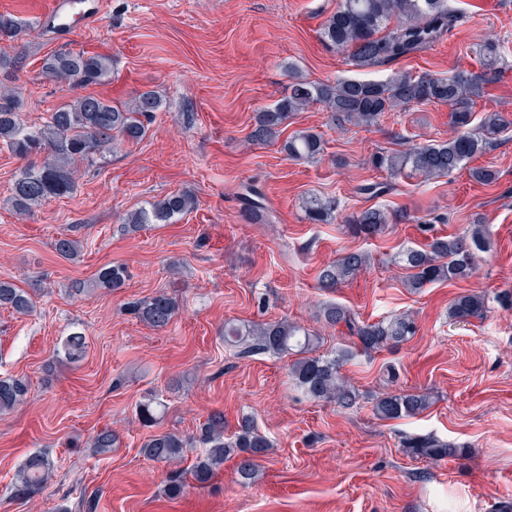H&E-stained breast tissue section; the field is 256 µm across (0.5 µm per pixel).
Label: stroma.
<instances>
[{
  "label": "stroma",
  "instance_id": "obj_1",
  "mask_svg": "<svg viewBox=\"0 0 512 512\" xmlns=\"http://www.w3.org/2000/svg\"><path fill=\"white\" fill-rule=\"evenodd\" d=\"M87 27L58 31L43 15L51 0H0V14L29 22L19 37L0 39V87L12 89L26 125L42 124L74 92L48 77L45 59L64 48L110 55L112 72L88 86L117 103L155 91L163 101L137 143L120 142L94 163H78L72 193L20 216L6 205L27 161L0 148V280L27 291L35 310L23 316L0 308V377L26 378L27 403L0 414V512H75L81 497L95 512H512V309L495 296L512 290V127L497 146L470 164L499 178L489 185L467 170L427 182L388 179L368 159L454 135L444 104L413 106L379 125L337 128L322 106L296 113L289 131L320 133V160H291L279 146L250 141L256 112L287 97L296 68L308 80L382 81L393 72L448 76L478 70L477 44L500 39L504 67L475 112L512 120V0H448L458 18L442 40L409 58L360 68L328 49L320 26L338 0H99ZM392 181L375 203L413 215L374 239L348 233L341 220L309 223L301 200L340 198L345 212L365 204L360 185ZM253 185L265 195L263 216L246 222L240 196ZM186 191L198 207L170 224L137 232L127 214ZM444 213L441 235L462 233L483 217L494 241L465 281L405 288L406 271L389 256L422 242L416 218ZM78 240L74 258L60 256V234ZM368 252L370 266L335 291L318 274L350 251ZM129 271L124 288L75 293L106 265ZM178 273H171V265ZM164 292L179 310L158 329L127 312L126 302ZM462 293L491 298L486 316L448 319ZM347 306L360 320L413 315L417 332L399 346L356 354L342 369L359 403L344 410L304 396L293 386L289 355L238 358L224 326L285 319L319 338L318 352L349 345L346 327L327 326L325 302ZM86 337L84 359L68 363L56 351L70 333ZM393 364L397 388L428 394L414 417L382 421L370 398L387 390L381 367ZM161 397L155 427L137 419V406ZM232 436L242 415L254 416L272 442L255 481L241 482L226 460L206 483L187 479L183 494L166 492L168 467L140 452L153 432L195 433L213 411ZM117 443L95 455L87 446L102 428ZM433 436L463 447L460 458L422 460L403 437ZM36 451L55 461L47 491L31 500L12 496L15 474Z\"/></svg>",
  "mask_w": 512,
  "mask_h": 512
}]
</instances>
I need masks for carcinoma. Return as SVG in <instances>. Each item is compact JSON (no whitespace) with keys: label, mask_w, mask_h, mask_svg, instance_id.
Returning <instances> with one entry per match:
<instances>
[{"label":"carcinoma","mask_w":512,"mask_h":512,"mask_svg":"<svg viewBox=\"0 0 512 512\" xmlns=\"http://www.w3.org/2000/svg\"><path fill=\"white\" fill-rule=\"evenodd\" d=\"M397 21L391 25V21ZM457 22L448 9V0H340L336 11L320 29L321 40L342 51L359 67L381 66L408 57L448 34ZM25 31L24 24L11 15H0V37L13 38ZM480 71L461 69L448 77L416 75L398 71L384 81L342 79L334 82H310L290 70L293 82L288 97L256 113L249 138L260 144H280V150L294 160H312L324 153L322 135L301 130L281 138L294 113L312 104L330 113L333 124H354L370 127L388 114L411 105L445 104L456 136L423 146H411L404 151H376L370 157L371 167L395 177H420L425 181L449 176L462 169L469 160L483 153L506 130V120L497 112H488L479 124H474V107L484 97L485 87L500 78L501 45L489 39L476 49ZM49 77L71 86L86 87L101 82L112 70V58L85 51L74 53L59 50L43 64ZM162 99L153 90L140 93L132 103L122 105L94 95H81L50 113L40 126H27L22 121L15 95L0 91V145L13 154L27 158L47 152L41 163L29 162L14 179L6 203L19 215L31 213L53 198L70 193L75 183V163L92 161L97 154L112 151L115 140H142ZM469 177L490 185L497 172L485 167H472ZM193 195L180 192L165 196L125 219V225L137 230L147 224H166L174 217L194 210ZM244 213L259 216L264 210L262 194L248 189L244 196ZM306 220L312 224H329L336 217L340 200L336 197L310 196L302 199ZM396 218L376 205L354 211L346 216L348 232L373 238L381 235ZM427 242L421 246L401 249L391 261L407 271L405 286L416 292L439 282H455L471 278L477 270L478 254L490 250V239L483 221L473 224L458 235L439 236L435 225L445 224L448 217L438 214L426 219L414 218ZM370 263V256L361 251L344 254L325 266L319 273L321 288L332 290L354 277ZM129 278L122 264L102 268L95 285L114 290L124 287ZM0 307L17 314L28 315L33 304L28 293L10 282L0 281ZM130 313L156 328L170 324L176 314L174 299L164 293L128 303ZM488 302L480 294L458 296L449 308V317L465 321L481 318ZM322 315L331 325H344L354 348H342L334 356L315 354L316 337L297 323L286 319L256 323L248 327L227 325L224 342L236 349L239 357L260 354L294 352L299 358L289 367L295 385L316 400L333 402L344 409L353 407L359 393L341 375L340 368L359 350L365 354L398 344L416 332L414 320L403 314L374 323H365L338 303L323 307ZM58 352L71 363L81 361L86 353V338L73 332L63 339ZM28 380L23 377H0V413H7L27 402ZM430 406L428 396L414 392H383L372 398L373 414L380 420H395L418 415ZM165 408L164 401L152 397L141 403L138 419L152 424ZM117 443L109 429H103L89 444L96 453H108ZM200 447L191 467L198 482H206L224 465V459L239 458L237 471L251 481L258 474V460L267 455L272 443L258 430L254 418L241 417L238 429L224 438V413L212 412L196 430L194 436L174 432L153 434L142 444L145 457L160 462H175L186 449ZM403 447L413 456L432 460L457 457L462 448L431 436H410ZM54 463L48 455H29L18 468L13 485V497L29 500L42 494L48 486Z\"/></svg>","instance_id":"1"}]
</instances>
